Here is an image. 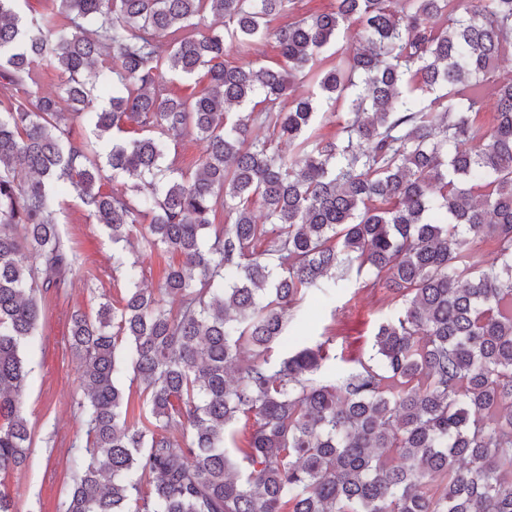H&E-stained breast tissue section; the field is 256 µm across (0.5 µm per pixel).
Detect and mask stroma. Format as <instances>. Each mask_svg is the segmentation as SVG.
<instances>
[{"mask_svg": "<svg viewBox=\"0 0 512 512\" xmlns=\"http://www.w3.org/2000/svg\"><path fill=\"white\" fill-rule=\"evenodd\" d=\"M60 202L62 237L78 248L84 270L74 275L65 292L43 295L37 342L27 352L30 372L21 401L32 446L22 468L0 475V488L17 498L19 512H63L73 478L71 451L87 439L79 409L82 367L69 345V319L76 311L95 314L103 300L121 297L112 279L107 231L95 224L76 193L64 195ZM399 310L387 289L364 288L355 281L325 292L310 291L293 311L286 342L273 354L279 357L323 342L331 367L343 370L350 358L368 355L376 325Z\"/></svg>", "mask_w": 512, "mask_h": 512, "instance_id": "1", "label": "stroma"}]
</instances>
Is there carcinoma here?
Here are the masks:
<instances>
[{"mask_svg":"<svg viewBox=\"0 0 512 512\" xmlns=\"http://www.w3.org/2000/svg\"><path fill=\"white\" fill-rule=\"evenodd\" d=\"M298 3L0 0V473L32 444L40 295L81 265L61 195L114 245L144 224L142 251L181 257L153 290L114 251L121 300L70 317L88 440L64 512H512V0ZM351 28L359 49L325 54ZM270 39L276 67L254 59ZM179 137L206 144L193 169ZM353 277L402 305L368 357L337 378L322 343L272 360L304 294Z\"/></svg>","mask_w":512,"mask_h":512,"instance_id":"obj_1","label":"carcinoma"}]
</instances>
